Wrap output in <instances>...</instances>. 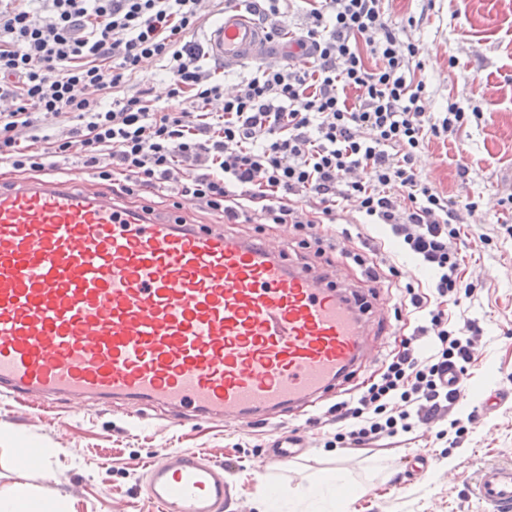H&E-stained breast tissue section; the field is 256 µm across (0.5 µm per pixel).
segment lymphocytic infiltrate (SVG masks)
I'll use <instances>...</instances> for the list:
<instances>
[{"label": "lymphocytic infiltrate", "mask_w": 512, "mask_h": 512, "mask_svg": "<svg viewBox=\"0 0 512 512\" xmlns=\"http://www.w3.org/2000/svg\"><path fill=\"white\" fill-rule=\"evenodd\" d=\"M303 2L297 41L310 61L250 64L228 94L193 38L209 19L203 0H0V99L12 103L0 168L38 173L77 153L117 195L165 190L228 224H291L319 256L338 212L389 226L429 278L422 292L397 288L394 263L366 238L342 253L416 316L378 381L327 411L336 439L362 446L447 420L460 399L447 374L476 360L481 327L452 317L476 291L458 279L460 215L415 168L470 115L454 100L428 112L420 48L400 38L386 0ZM150 61L169 82L161 106L130 87Z\"/></svg>", "instance_id": "obj_1"}]
</instances>
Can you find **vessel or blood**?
I'll return each instance as SVG.
<instances>
[{
    "mask_svg": "<svg viewBox=\"0 0 512 512\" xmlns=\"http://www.w3.org/2000/svg\"><path fill=\"white\" fill-rule=\"evenodd\" d=\"M205 43L228 69L308 58L239 8ZM386 319L341 269L292 263L284 242L179 224L51 169L0 183V396L26 406L118 405L134 421L151 409L174 426L283 421L335 394ZM305 452L301 434L277 433L263 468ZM147 491L161 512L234 503L223 465L179 451L149 464ZM474 492L512 512V465L485 467Z\"/></svg>",
    "mask_w": 512,
    "mask_h": 512,
    "instance_id": "1",
    "label": "vessel or blood"
}]
</instances>
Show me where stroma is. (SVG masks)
Returning <instances> with one entry per match:
<instances>
[{"mask_svg": "<svg viewBox=\"0 0 512 512\" xmlns=\"http://www.w3.org/2000/svg\"><path fill=\"white\" fill-rule=\"evenodd\" d=\"M397 25L414 18L408 36L418 43L421 78L433 111L448 100L478 109L456 138L432 141L415 166L423 180L463 211V282L478 285L461 307L484 330L469 388L452 416L464 426L456 445L438 438L439 424L415 428L361 447H326L320 406L292 418L305 425L309 449L288 466L259 472L258 461L275 425L240 428L217 422L170 426L156 413L133 423L122 409L66 402L33 409L0 399V489L17 482L52 500L65 498L71 512H157L147 492V466L161 454L200 453L227 465L234 498L243 512L270 486H309L335 471L354 486L344 512H487L471 492L479 471L512 464V209L499 206L512 194V0H389ZM475 212H464L467 202ZM236 235H262L288 244L293 262H311L301 234L290 224H232ZM50 448L52 457L19 464L21 447ZM427 466L408 477L407 461Z\"/></svg>", "mask_w": 512, "mask_h": 512, "instance_id": "stroma-1", "label": "stroma"}]
</instances>
